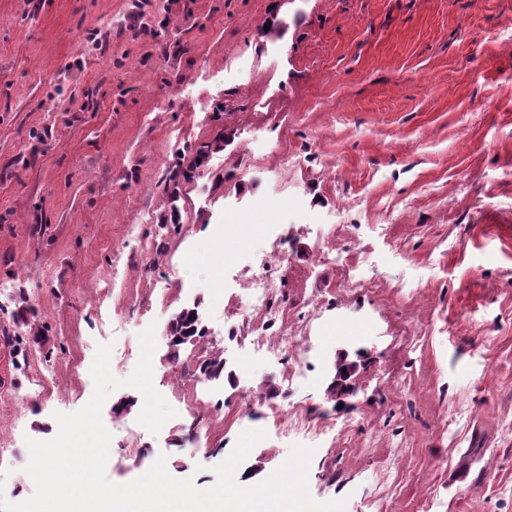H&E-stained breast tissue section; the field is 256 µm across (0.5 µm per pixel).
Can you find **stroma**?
I'll use <instances>...</instances> for the list:
<instances>
[{"instance_id": "35a3bbf8", "label": "stroma", "mask_w": 512, "mask_h": 512, "mask_svg": "<svg viewBox=\"0 0 512 512\" xmlns=\"http://www.w3.org/2000/svg\"><path fill=\"white\" fill-rule=\"evenodd\" d=\"M284 241L279 303L308 372L292 384L229 333L253 322L249 286ZM345 265L367 290L339 289ZM0 283L47 330L0 335V436L24 431L8 501L35 491L26 438L90 400L98 346L128 378L150 328L169 404L217 348L233 379L204 405L247 395L253 416L154 434L119 388L101 412L110 481L162 457L213 486L272 400L344 428L311 460L317 501L512 512V0H0ZM328 293L334 310L302 309ZM191 306L210 336L171 359L167 325ZM341 353L359 370L339 408ZM26 362L53 373L47 407L23 403ZM291 447L268 431L236 477L263 481Z\"/></svg>"}]
</instances>
